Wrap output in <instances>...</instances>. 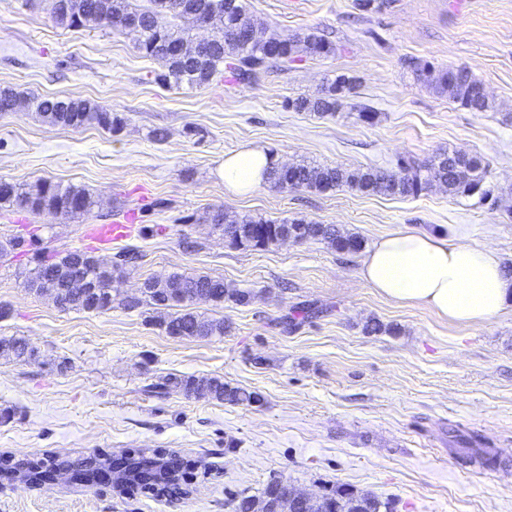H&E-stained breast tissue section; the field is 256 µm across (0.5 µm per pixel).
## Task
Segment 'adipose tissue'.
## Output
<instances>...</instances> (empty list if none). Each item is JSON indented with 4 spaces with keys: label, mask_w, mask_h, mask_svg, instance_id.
Returning a JSON list of instances; mask_svg holds the SVG:
<instances>
[{
    "label": "adipose tissue",
    "mask_w": 512,
    "mask_h": 512,
    "mask_svg": "<svg viewBox=\"0 0 512 512\" xmlns=\"http://www.w3.org/2000/svg\"><path fill=\"white\" fill-rule=\"evenodd\" d=\"M273 160L267 149L254 146L225 156V186L237 193L257 188ZM359 275L389 301L423 305L458 324L489 322L512 303L501 256L471 246L461 232L450 238L408 229L382 235Z\"/></svg>",
    "instance_id": "1"
}]
</instances>
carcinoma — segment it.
I'll list each match as a JSON object with an SVG mask.
<instances>
[{"label": "carcinoma", "instance_id": "cac0c4a2", "mask_svg": "<svg viewBox=\"0 0 512 512\" xmlns=\"http://www.w3.org/2000/svg\"><path fill=\"white\" fill-rule=\"evenodd\" d=\"M65 12L54 19L61 29L99 25L114 33L131 35L143 56L162 64L163 71L154 81L165 87L183 86L201 88L210 85L217 74L228 71L241 82L256 83L271 69L286 71L289 64L302 55L328 58L336 55V44L311 29L283 36L268 26L249 24L245 0H148L139 4L133 0H65ZM224 14V33L210 42V53L198 55L197 42L173 25L183 21L190 28L199 27L202 14L215 6ZM414 81L429 88L440 97L448 98L471 112H486L492 102L484 94L483 84L465 65L452 66L441 71L429 62L410 63ZM356 81L344 75L329 80L314 95L288 100V107L296 112H314L335 116L343 106L346 95L352 93ZM19 92L11 87H0V112H12L19 103ZM27 107L39 118L62 128H81L95 125L116 131L122 119L99 103L83 98L38 96L26 98ZM487 162L478 155L438 152L431 158L399 165L396 170L376 167L348 170L338 166H311L296 164L290 168L278 164L268 173L267 182L278 189H307L332 191L343 186L367 195L410 197L419 195L432 185H441L450 196L480 194L485 201L490 191L483 189ZM0 202L10 203L20 210L33 213L49 212L65 218L92 213L97 200L89 190L43 180L26 187L17 183H0ZM197 222L209 225L211 232H219L237 247L265 249L290 240L304 242L320 240L338 252L357 253L363 240L345 234L334 224H316L304 219L270 221L251 215L230 216L221 207L205 211ZM136 259L126 254L111 265L100 262L86 251L55 252L38 261L27 280L30 290H56L66 303V309L103 312L112 309L119 296L114 282L119 267ZM73 274L93 286L94 293L82 295V290L62 287V282ZM148 288L142 297L125 301V307L145 304L153 309L152 320L165 332L180 338L222 337L227 329L224 318H213L198 312L197 306L218 307L231 300L247 305L252 292L227 288L224 279L211 275H186L173 272L163 278L145 279ZM0 356H6L23 365L39 362L40 351L23 337H1ZM163 393L175 391L186 398L206 399L216 403L247 405L261 402V394L234 386L219 376L169 375L159 386ZM169 458L156 454L150 458H132L128 469L152 478L162 476ZM32 486L41 482L37 468L26 465L18 475L0 476ZM158 485V482H153ZM160 486V485H158ZM160 492L172 498L188 494V488L177 474L168 477ZM268 512H393L389 500L365 490L350 489L338 484L327 490L320 499L294 503L275 496L268 499Z\"/></svg>", "mask_w": 512, "mask_h": 512}]
</instances>
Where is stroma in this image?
Instances as JSON below:
<instances>
[{
  "label": "stroma",
  "instance_id": "stroma-1",
  "mask_svg": "<svg viewBox=\"0 0 512 512\" xmlns=\"http://www.w3.org/2000/svg\"><path fill=\"white\" fill-rule=\"evenodd\" d=\"M255 22L282 34L313 29L335 56L306 58L259 84L222 74L206 88H164L161 71L130 37L100 28L63 30L49 0H0V87L25 95L95 100L123 119L119 131L63 129L32 112H0V180L86 187L97 214L66 219L0 205V337L26 338L42 355L22 365L0 357V455L120 457L177 453L194 479L177 499L55 474L35 487L0 485V512H233L272 477L320 495L345 484L389 499L396 512H512V307L490 322H448L420 305L379 296L359 276L362 253L322 241L234 247L198 223L222 207L268 220L333 224L365 244L403 229L466 233L512 266V0H248ZM465 65L493 108L472 112L415 83L409 60ZM356 88L336 116L288 109L338 75ZM378 117L357 118L360 105ZM162 129L164 140L153 133ZM247 146L279 162L353 170L393 168L439 151L484 157L498 199L451 197L434 186L418 197L319 193L264 184L225 188L224 157ZM130 224L127 239L102 243L98 221ZM139 252L119 287L173 272L223 278L252 291L249 305L209 308L223 337L179 339L151 324L148 308L104 312L57 308L26 280L47 250L92 252L104 261ZM381 323L366 333L367 323ZM220 375L261 393L259 406L152 393L168 374ZM478 437L501 464L464 458Z\"/></svg>",
  "mask_w": 512,
  "mask_h": 512
}]
</instances>
